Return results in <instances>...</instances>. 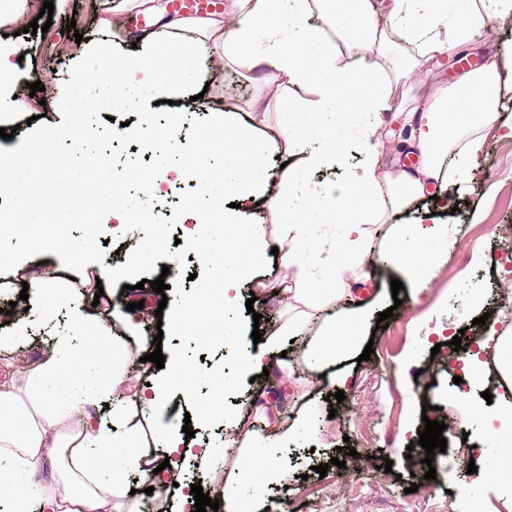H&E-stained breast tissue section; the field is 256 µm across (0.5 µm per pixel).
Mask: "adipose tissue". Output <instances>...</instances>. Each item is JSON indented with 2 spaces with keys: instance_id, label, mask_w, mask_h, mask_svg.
<instances>
[{
  "instance_id": "1",
  "label": "adipose tissue",
  "mask_w": 512,
  "mask_h": 512,
  "mask_svg": "<svg viewBox=\"0 0 512 512\" xmlns=\"http://www.w3.org/2000/svg\"><path fill=\"white\" fill-rule=\"evenodd\" d=\"M124 2L145 15L147 26L135 41L86 46L99 59L100 75H140L158 95L169 96L180 90L199 47L241 76L271 74L281 112L263 137H251L232 122L217 98L209 105L210 136L173 145L202 170L214 135H223L224 180L234 207L209 217L189 202L173 220L197 240L200 261L223 279L221 303L227 308L238 305L241 284L264 260L269 243L286 248L292 283L283 293L293 300L294 312L277 332L242 349L239 378L261 373L286 336H305L304 358L311 371L322 372L361 343L366 312L335 315L331 308L348 285L359 282L372 253L373 227L388 225L387 259L413 284L430 280L447 251L444 201H437L427 222L404 215L429 198L433 187L471 181L472 161L500 107L502 56H488L479 70L462 73L450 85L435 83L434 68L470 45L480 30L512 17V0H293L287 26L278 20L282 0H233L231 17L198 19L182 18L160 0ZM161 28L170 31L169 41H159ZM402 81L413 92L430 88L426 104L393 108ZM307 87L311 99L294 98V91ZM395 126L407 130L406 145L421 157L417 167L384 164ZM271 147L286 162L282 170L264 164ZM353 154L360 164L351 170ZM339 169L346 172L340 184L318 194L298 193L299 181ZM261 204L275 218L273 234L256 221ZM207 223L236 232L215 247L201 239ZM71 320L85 333L82 348L57 341L23 377L0 381V512H140L131 493L134 478L156 492L174 493L181 505L193 503L174 473L156 468L162 454L191 450L181 416L166 412L174 394L192 395L196 370L175 361L143 384L128 363V337L102 330L96 315L78 306ZM487 339L492 360L477 351L460 360L467 382H482L492 372L508 390L494 406L478 409L484 444L503 454L478 469L465 487L471 495L492 481L512 484V335L491 332ZM87 354L99 356V370L82 379L77 365ZM91 406L102 410L99 421L72 426L73 414ZM312 417V409L303 408L294 419L277 418L258 437L244 429L242 412H218L209 399H198V420L221 419L225 447L238 451V462L224 469L221 512H259L252 486L287 485L281 446L308 428Z\"/></svg>"
}]
</instances>
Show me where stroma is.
<instances>
[{
    "label": "stroma",
    "instance_id": "1",
    "mask_svg": "<svg viewBox=\"0 0 512 512\" xmlns=\"http://www.w3.org/2000/svg\"><path fill=\"white\" fill-rule=\"evenodd\" d=\"M120 0H56L58 9L74 16L82 42H75L52 24L45 36L27 33V20L0 26V46L18 49L23 57L16 65L15 82L0 87V106L11 109L9 126L25 124L30 117L49 111L53 123H61L59 100L65 81L76 62L82 43L100 37L95 24L99 10ZM45 87L40 97H32L29 83ZM206 91L223 97L238 109L236 118L245 121L253 105L265 106L266 125H274L278 106L271 83L234 77L225 64H212L207 51H200L194 68L186 75L183 94ZM475 179L463 188L449 187L447 199L455 205L448 223L455 236L453 247L443 256L434 277L424 285L406 286L405 308L400 318H389L379 329L375 315L393 306L391 280L398 272L376 257L367 262L363 279L351 294L371 314L365 329L374 335V351L368 361L347 358L335 367L334 376L318 377L311 372L296 348H288L284 362L268 368L265 387L291 381L289 399L309 400L317 412L313 426L301 432L282 451L288 469V485H265L257 493L263 505H270L282 493H290L295 512H507L512 494L498 482L485 484L475 499L462 497L461 489L471 477L466 465H449L436 458L434 480L410 492L412 463L405 454L411 442L409 428L420 425L424 402L447 403L453 390V374L458 371L457 353L452 346L439 345L434 331L455 322L468 335H477L474 318L483 313L498 317L492 302L504 285L501 268L512 266V247H503L499 232L512 225V137L490 132L475 163ZM191 178L170 177L161 196L140 197L133 186L122 188L124 202L137 212L148 214L144 224H129L118 230L105 229L104 265L114 263L116 254L143 253V260L128 277L104 278L103 296H96L86 284L94 268L82 275L62 266L57 255L45 256L46 270L60 276L79 277L82 285L71 298L57 304L52 315H44L37 289H29L28 300H20L19 289L0 288V308L17 304L28 311L26 319L25 363H33L47 345L61 337H78L69 317L72 303L94 308L102 324L113 328L124 322L131 334L157 336L155 312L161 299L184 302L200 294L217 295L219 285L204 268L193 248L183 239L181 225L170 223L168 215L180 196L190 190ZM172 267L175 276L165 294L141 287V280H156L163 267ZM137 303L128 311V303ZM250 336L253 317L246 308L234 309L225 322L215 323L214 338L203 345L193 337L173 333L166 338L169 355L196 368L199 379L196 395L219 391L216 371L235 373L237 356L224 345L225 330ZM343 390L345 398L332 404L329 395ZM222 392V391H219ZM225 408L249 410L250 429L265 434L272 420L260 411L266 397L247 381L222 392ZM193 455L174 458L173 468L183 482L199 483L220 493L223 473L214 471L216 459L224 455V427L221 420L201 422L195 433ZM338 465H331V458ZM389 458L391 471L381 470L382 458ZM328 468L326 475L316 465Z\"/></svg>",
    "mask_w": 512,
    "mask_h": 512
}]
</instances>
